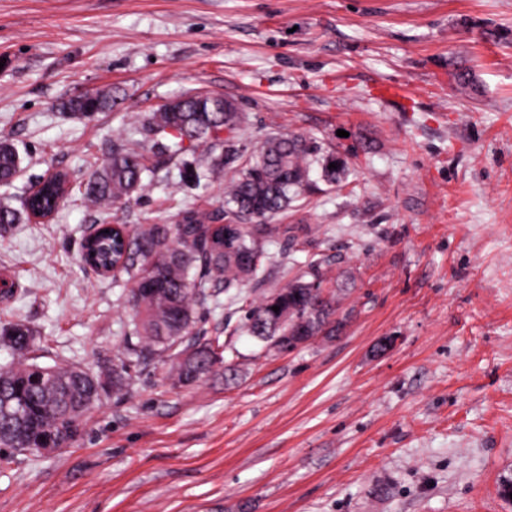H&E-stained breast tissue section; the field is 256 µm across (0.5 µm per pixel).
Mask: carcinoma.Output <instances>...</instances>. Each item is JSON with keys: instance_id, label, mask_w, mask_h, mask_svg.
Returning a JSON list of instances; mask_svg holds the SVG:
<instances>
[{"instance_id": "carcinoma-1", "label": "carcinoma", "mask_w": 512, "mask_h": 512, "mask_svg": "<svg viewBox=\"0 0 512 512\" xmlns=\"http://www.w3.org/2000/svg\"><path fill=\"white\" fill-rule=\"evenodd\" d=\"M112 105V95L96 92L66 101L62 109L91 118ZM241 121L236 103L222 95L181 96L143 117L144 140H121L111 157L91 171L82 200L117 207L152 185L145 176L153 173L149 162L154 157L193 156L195 164L181 170L184 182L217 177L232 160L243 159L225 182L224 214L182 210L173 224L127 225L124 237H96L94 263L116 266L112 278L130 285L133 305L126 353L113 359L112 368L95 374L77 366H41L32 361L35 334L29 326L15 322L0 329L3 336L11 330L22 335L10 345L21 362L0 368V444L13 445L21 427L75 440L100 393L128 392L137 368L155 357L170 362L175 386H191L220 371L227 378L236 374L224 358L228 344L199 327L200 310L221 289L234 288L239 295L263 286L267 267L283 263L282 254L270 252L268 244L279 234L288 235V227L268 220L306 192L313 164L332 186L342 184L347 174L342 159L302 133L272 135L248 149L236 138ZM331 163L336 168H329ZM21 164L16 146L1 140L0 185L10 184ZM67 184V175L56 172L21 211L0 201V233L33 221L37 210L57 209ZM244 214L255 223L230 225ZM325 281L322 261L307 264L306 271L250 306L239 330L266 344L277 340L281 351L334 331L336 302L323 294Z\"/></svg>"}]
</instances>
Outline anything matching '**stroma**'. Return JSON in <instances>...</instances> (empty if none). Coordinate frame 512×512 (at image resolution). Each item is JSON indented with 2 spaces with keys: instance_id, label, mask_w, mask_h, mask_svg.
Listing matches in <instances>:
<instances>
[{
  "instance_id": "1",
  "label": "stroma",
  "mask_w": 512,
  "mask_h": 512,
  "mask_svg": "<svg viewBox=\"0 0 512 512\" xmlns=\"http://www.w3.org/2000/svg\"><path fill=\"white\" fill-rule=\"evenodd\" d=\"M111 91L76 118L61 102ZM233 100L240 142L307 133L348 163L274 221L265 288L209 309L223 335L312 260L332 334L291 352L233 337L235 380L172 386L152 359L77 440L0 466V512H512V0H0V139L23 157L14 208L68 172L45 224L0 237V326L40 364L94 372L123 352L126 289L83 269L88 227L213 212L224 182L155 161L104 212L81 191L133 116L183 94Z\"/></svg>"
}]
</instances>
